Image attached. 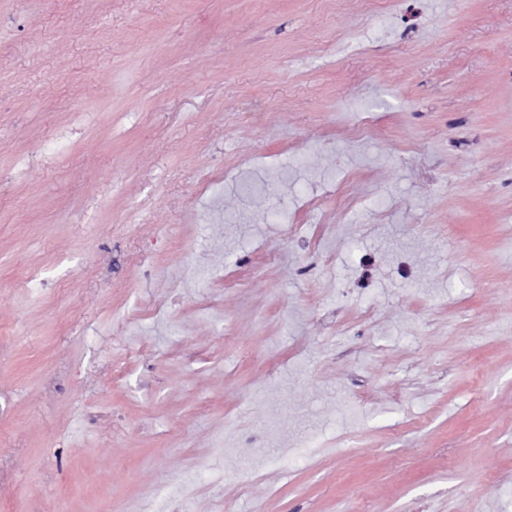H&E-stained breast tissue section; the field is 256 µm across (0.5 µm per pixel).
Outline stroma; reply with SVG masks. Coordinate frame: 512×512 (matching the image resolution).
Instances as JSON below:
<instances>
[{
	"instance_id": "stroma-1",
	"label": "stroma",
	"mask_w": 512,
	"mask_h": 512,
	"mask_svg": "<svg viewBox=\"0 0 512 512\" xmlns=\"http://www.w3.org/2000/svg\"><path fill=\"white\" fill-rule=\"evenodd\" d=\"M417 5L0 0V512H512V0Z\"/></svg>"
}]
</instances>
